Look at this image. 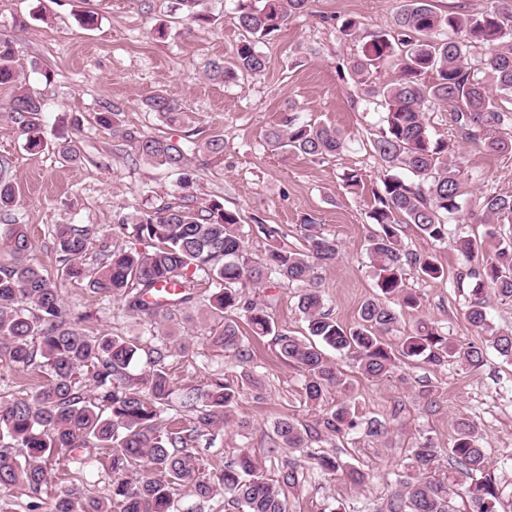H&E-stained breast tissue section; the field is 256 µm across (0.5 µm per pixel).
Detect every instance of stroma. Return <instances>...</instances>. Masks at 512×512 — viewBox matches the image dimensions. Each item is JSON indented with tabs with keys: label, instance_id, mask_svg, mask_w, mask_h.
<instances>
[{
	"label": "stroma",
	"instance_id": "1",
	"mask_svg": "<svg viewBox=\"0 0 512 512\" xmlns=\"http://www.w3.org/2000/svg\"><path fill=\"white\" fill-rule=\"evenodd\" d=\"M235 0H207L213 18L207 27L174 23L167 40L151 35L155 23L171 20L170 0H154L144 11L141 0H0V34L10 38L16 68L27 87L41 96L45 146L28 150L6 106L14 94L0 85V159L18 186L19 202L0 211V224L27 225L33 239L30 259L55 274L64 303L73 315L87 319L88 327L114 335L156 334L185 344L186 350L169 359L175 385H205L212 373L238 378L248 370L261 378L260 391L245 389L237 414L250 422L247 429L226 428L211 447H199L205 468L224 464L243 452L255 456L268 476H276L289 462L303 473L300 485L286 495L288 512H383L398 489L395 474L407 464L413 448L432 439L442 448L437 473L448 470V448L454 423L465 415L477 423L484 437L488 467L500 490L497 512H512V362L487 349L481 367L457 363L431 366L421 362L399 364L390 377L372 381L353 362H335L349 382L347 393L327 394L325 406L350 399L360 416H379L390 422L387 443L364 435L348 439H322V450L336 454L370 472V483L358 486L341 474L318 472L310 460L291 448L271 443L273 424L289 416L303 423L316 418L317 409L304 404V378L299 370L281 362L270 339L245 336L254 354L247 367L236 366L209 343L217 320L192 309L174 325H151L125 309L120 298L106 300L82 284L58 277L57 254L50 235L55 224L100 228L102 240L92 241L85 263L96 267L101 242L130 246L119 222L121 216L144 205L174 202L181 197L176 178L166 170L136 161L129 145L98 126L97 113L118 112L123 123L150 135L173 138L196 128L199 138L224 136V154L198 156L194 162L197 200L217 199L239 211L252 231L246 243L250 257L262 258L268 242L255 232L258 224L280 226L291 247L302 244L305 217L317 219L324 235L336 239L335 263L316 267L315 275L333 317L354 324L366 300L379 290L365 245L373 226L369 212L373 193L381 185L383 163L370 145V135L380 121L381 109L361 101L359 90L340 68L360 53V42L344 38L343 21L356 19L371 31L386 28L399 0H311L307 14L292 18L273 39L261 44L267 68L261 75L234 83L207 79V61L231 56L243 37L234 21ZM93 11L94 28H83L79 17ZM178 101L190 126L163 124L143 102L157 93ZM307 120L340 128L347 145L323 159L309 160L272 152L265 144L270 127L282 123L289 107ZM75 145L77 155L64 157L61 143ZM461 162L469 196L512 195V151L493 152L462 144ZM354 172L364 189L353 194L342 178ZM407 249L435 256L443 268L441 278L424 279L407 270L408 288L423 298L419 314L402 319L385 337L397 346L412 332L417 319L433 322L459 344L483 342L484 337L467 321L470 286L459 283L463 260L452 245H440L421 236L414 226H404ZM300 287L254 288L250 297L263 305L284 328L295 335L305 332L297 309ZM428 397H420L421 387ZM79 475L94 494L104 493L112 478L106 466L91 463L76 469L60 459L52 470L53 487Z\"/></svg>",
	"mask_w": 512,
	"mask_h": 512
}]
</instances>
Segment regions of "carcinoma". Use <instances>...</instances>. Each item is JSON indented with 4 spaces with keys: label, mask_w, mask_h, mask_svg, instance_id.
I'll return each instance as SVG.
<instances>
[{
    "label": "carcinoma",
    "mask_w": 512,
    "mask_h": 512,
    "mask_svg": "<svg viewBox=\"0 0 512 512\" xmlns=\"http://www.w3.org/2000/svg\"><path fill=\"white\" fill-rule=\"evenodd\" d=\"M205 2L173 0V11L192 25H208L212 18ZM309 2L236 0L234 19L244 39L231 61H209L207 76L226 83L261 74L267 60L260 44L273 39L291 16L306 12ZM339 32L364 39L361 54L344 68L364 100L383 109L371 145L385 174L382 188L373 192L374 229L366 248L382 297L361 305L356 324L344 326L325 310L314 266L335 261L339 246L320 232L313 217L305 219L302 249L285 246L280 227L258 225L269 245L264 261L254 263L246 254L249 231L240 214L219 200L199 204L188 194L196 153H224L222 134L199 146L186 138L128 128L116 112L98 113L96 122L128 143L136 159L176 173L186 195L123 217L124 229L143 248L104 244L103 258L93 269L85 267L84 257L97 228L65 224L50 232L66 279L86 284L103 298L120 297L126 310L150 321H172L177 313L200 304L224 320L211 336L213 346L245 365L251 354L233 318L242 314L254 336L271 337L277 357L301 370L308 407L320 405L332 389L348 388L322 345L350 358L373 381L388 377L402 359L478 367L486 344L512 361V331L495 329L487 316V291L512 299V236L498 235L494 225L495 218L512 214V196L465 198L459 153L461 140L492 151L512 148V140L493 136L512 122V11L488 0L477 11L458 7L443 14L435 0H403L389 30L365 34L359 22L347 19ZM472 48L479 50L474 58ZM387 70L392 72L390 80H371ZM0 84L14 87L8 112L25 147L42 148L43 101L20 80L12 42L5 36L0 37ZM146 106L169 125L186 121L175 100L163 93ZM441 107L449 109L460 140H449L429 124L427 113ZM265 144L278 153L322 159L342 150L346 137L334 125L307 121L294 112L267 131ZM17 203L14 181L0 173V211ZM477 211L488 224L484 235L459 237L455 247L466 263L465 277L473 284L466 318L487 334L485 344H458L420 320L416 331L392 348L383 336L394 330L402 312L416 311L422 304L421 296L406 287L405 268H414L424 279L444 275L433 256L406 249L402 225L411 224L420 235L444 244L450 221ZM0 249L13 257L11 265L0 266V361L27 369L36 357L42 358L38 385L0 397V490L25 497L18 503L24 512H112L114 507L120 512H178L173 497L178 487L197 498L200 512L221 492L234 512H286L284 488L300 483L297 465L282 467L274 480L246 453L224 462L216 472L203 470L196 456L197 447L212 444L226 427H248L237 417L236 407L244 386L258 384L254 375L246 373L237 383L214 373L203 387L176 388L165 360L184 352L185 346L163 341L151 349L148 369L134 374L141 337L97 333L74 322L47 271L30 262L27 225H0ZM198 281L213 286L212 291L204 297L197 294ZM160 282L182 288L161 308L147 301ZM283 283L302 286L297 307L307 323L306 336L291 334L249 298L250 288ZM360 432L383 439L389 429L378 417L359 418L342 401L312 424L276 421L273 445L302 448L321 472H340L362 486L372 480L370 473L312 447L323 437L347 438ZM67 452L80 466L106 459L112 474L108 495H95L75 482L51 488L53 461ZM440 452L428 438L413 451L411 472L396 474L400 490L387 502V512H456L457 497L466 498L469 512H496L498 488L476 424L466 417L456 421L448 447L451 470L444 479L433 474Z\"/></svg>",
    "instance_id": "1"
}]
</instances>
